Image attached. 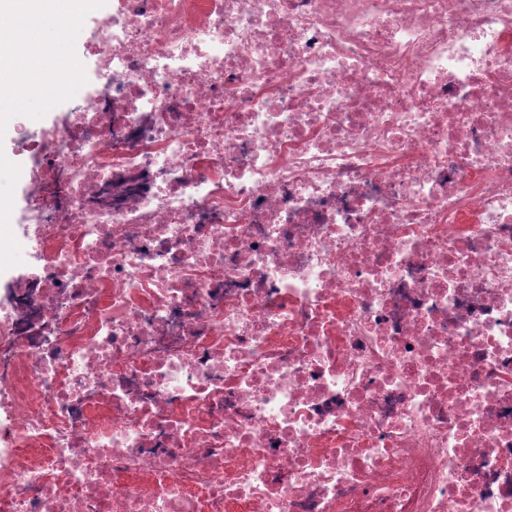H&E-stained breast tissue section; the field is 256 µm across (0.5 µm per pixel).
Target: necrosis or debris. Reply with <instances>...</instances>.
<instances>
[{
    "instance_id": "1",
    "label": "necrosis or debris",
    "mask_w": 512,
    "mask_h": 512,
    "mask_svg": "<svg viewBox=\"0 0 512 512\" xmlns=\"http://www.w3.org/2000/svg\"><path fill=\"white\" fill-rule=\"evenodd\" d=\"M25 134L0 512H512V0H111ZM109 9V0L101 8L92 11V14L88 16L82 26L80 33L77 36L75 43V51L78 59L85 67L87 76V83L82 86L79 90L83 89L88 83H94V61L93 58L87 52V42L94 36L96 32V25L99 17Z\"/></svg>"
}]
</instances>
